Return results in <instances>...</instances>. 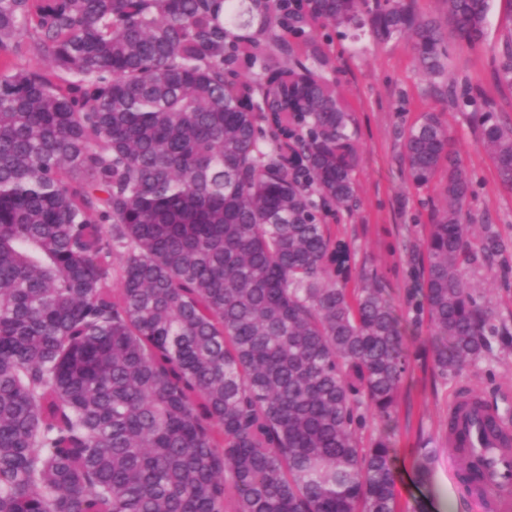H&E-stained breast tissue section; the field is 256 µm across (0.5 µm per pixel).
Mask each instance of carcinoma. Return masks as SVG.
<instances>
[{"mask_svg":"<svg viewBox=\"0 0 512 512\" xmlns=\"http://www.w3.org/2000/svg\"><path fill=\"white\" fill-rule=\"evenodd\" d=\"M0 0V512H397L390 425L413 355L386 288L348 287L331 220L357 205L353 116L314 29L408 36L445 70L492 0ZM512 86V42L498 61ZM481 145L512 187V125ZM446 200L416 316L433 369L488 348L468 272L512 248L462 219L448 127L402 136ZM12 70L17 68H41L44 71L50 72L51 65L48 59L36 58L31 53L22 56L1 55L0 54V71Z\"/></svg>","mask_w":512,"mask_h":512,"instance_id":"obj_1","label":"carcinoma"}]
</instances>
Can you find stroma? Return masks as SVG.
<instances>
[{
	"label": "stroma",
	"instance_id": "stroma-1",
	"mask_svg": "<svg viewBox=\"0 0 512 512\" xmlns=\"http://www.w3.org/2000/svg\"><path fill=\"white\" fill-rule=\"evenodd\" d=\"M330 59L341 95L355 116L354 131L362 150L355 179L358 205L337 213L334 229L350 253L352 274L368 271L385 284L402 319L405 342L418 353L398 396L397 426L391 435L397 502L410 512L422 502L425 512H475L451 478L460 459L448 445V406L461 389L479 394L512 426V258L476 270L471 281L484 296L495 328L490 348L461 376L440 378L433 370L427 323H416L408 300L419 287L424 241L435 211L444 204L434 188L414 187L402 155L401 134L424 112L440 114L453 140L459 165L472 181L465 219L474 227L495 225L512 243V188L504 186L482 148L477 116L512 122V87L498 83L493 62L512 40V5L493 0L487 34L476 45L447 35L445 79L471 88L477 102L455 104L432 89V80L416 66L410 38L386 42L370 25L344 33H314ZM434 449L428 477H420V451Z\"/></svg>",
	"mask_w": 512,
	"mask_h": 512
}]
</instances>
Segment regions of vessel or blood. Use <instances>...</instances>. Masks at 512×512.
<instances>
[{"mask_svg":"<svg viewBox=\"0 0 512 512\" xmlns=\"http://www.w3.org/2000/svg\"><path fill=\"white\" fill-rule=\"evenodd\" d=\"M450 409L448 443L476 462L465 480L469 499L478 512H512V430L475 395L461 393Z\"/></svg>","mask_w":512,"mask_h":512,"instance_id":"vessel-or-blood-1","label":"vessel or blood"}]
</instances>
